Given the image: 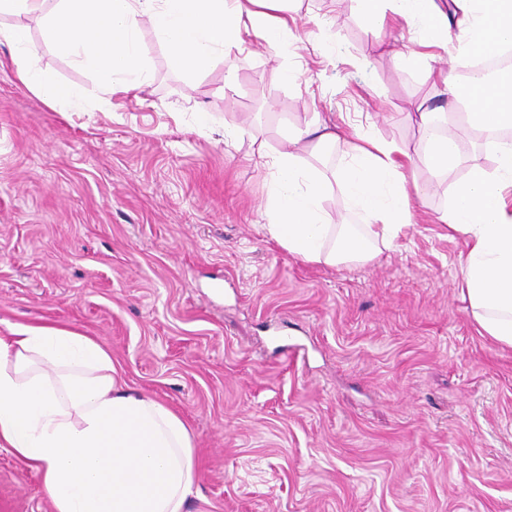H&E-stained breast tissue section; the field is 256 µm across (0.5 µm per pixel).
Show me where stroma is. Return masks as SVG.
<instances>
[{
    "instance_id": "35a3bbf8",
    "label": "stroma",
    "mask_w": 512,
    "mask_h": 512,
    "mask_svg": "<svg viewBox=\"0 0 512 512\" xmlns=\"http://www.w3.org/2000/svg\"><path fill=\"white\" fill-rule=\"evenodd\" d=\"M15 25L84 106L26 89L0 42V336H89L178 413L195 445L186 512H512V349L478 333L464 241L441 220L494 157L469 126L403 119L443 107L426 72L461 79L471 51L419 60L405 24L299 0L279 46L252 37L185 72L143 17L152 79L106 96L41 16L0 14ZM317 112L414 153L450 131L463 145L449 173L418 163L411 224L371 262L310 263L264 229L269 161ZM0 512H52L40 474L2 447Z\"/></svg>"
}]
</instances>
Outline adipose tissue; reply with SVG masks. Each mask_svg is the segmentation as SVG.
Here are the masks:
<instances>
[{"label":"adipose tissue","instance_id":"ef3b65f1","mask_svg":"<svg viewBox=\"0 0 512 512\" xmlns=\"http://www.w3.org/2000/svg\"><path fill=\"white\" fill-rule=\"evenodd\" d=\"M290 0H56L44 17L48 40L64 56L90 61L99 89L126 93L150 82L136 31L148 17L175 67L204 68L215 53L254 34L278 45L288 31ZM372 21L422 26L426 44L455 37L482 51L512 44V0H356ZM495 19L486 21L485 7ZM15 50L20 82L53 102L79 107L65 85L29 61L22 26L0 28ZM449 108L488 133L498 171L470 167L442 217L465 238L461 296L480 335L512 348V80L482 76L454 83L436 74ZM339 179L367 218L363 228L331 224L323 209L328 179L304 168L289 139L271 158L274 190L266 230L288 253L335 266L372 261L411 222L409 172L417 162L449 170L464 158L459 139L431 142L419 157L407 147L363 132L348 140ZM37 470L53 512H184L194 484V442L184 421L159 400L121 384L112 354L83 334L15 324L0 336V446Z\"/></svg>","mask_w":512,"mask_h":512}]
</instances>
